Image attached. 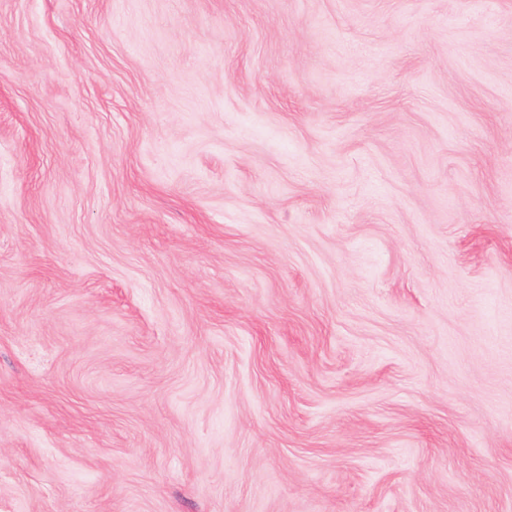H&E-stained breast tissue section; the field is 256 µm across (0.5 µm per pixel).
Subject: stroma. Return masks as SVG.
Wrapping results in <instances>:
<instances>
[{"label":"stroma","mask_w":512,"mask_h":512,"mask_svg":"<svg viewBox=\"0 0 512 512\" xmlns=\"http://www.w3.org/2000/svg\"><path fill=\"white\" fill-rule=\"evenodd\" d=\"M0 512H512V0H0Z\"/></svg>","instance_id":"35a3bbf8"}]
</instances>
